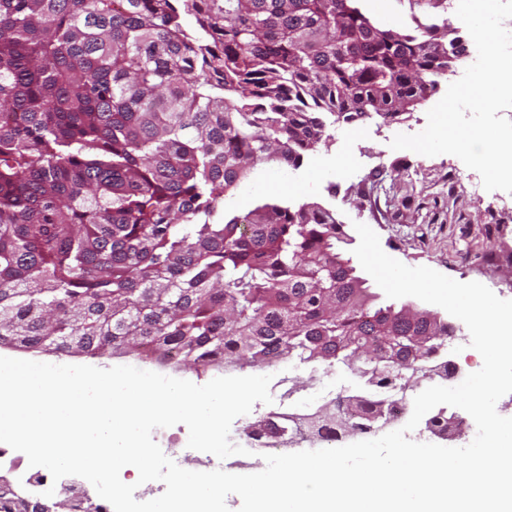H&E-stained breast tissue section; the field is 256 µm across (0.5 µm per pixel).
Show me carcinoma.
Returning <instances> with one entry per match:
<instances>
[{
  "label": "carcinoma",
  "mask_w": 512,
  "mask_h": 512,
  "mask_svg": "<svg viewBox=\"0 0 512 512\" xmlns=\"http://www.w3.org/2000/svg\"><path fill=\"white\" fill-rule=\"evenodd\" d=\"M113 2L0 0V346L204 371L288 361L360 383L251 429L285 446L319 424L376 431L395 392L447 380L454 327L380 301L330 210L211 218L257 165L300 166L327 121L425 99L466 50L451 23L383 29L360 0Z\"/></svg>",
  "instance_id": "1"
}]
</instances>
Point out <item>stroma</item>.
Instances as JSON below:
<instances>
[{
    "label": "stroma",
    "mask_w": 512,
    "mask_h": 512,
    "mask_svg": "<svg viewBox=\"0 0 512 512\" xmlns=\"http://www.w3.org/2000/svg\"><path fill=\"white\" fill-rule=\"evenodd\" d=\"M361 6L386 29L411 31L417 22L446 17L443 9L409 0H362ZM471 63L468 57L459 61L454 74L440 78L425 100L395 120L374 115L328 125L330 139L305 156L300 168L258 166L225 195L220 214L241 216L271 201L290 206L315 201L332 211L347 233H354L355 223L368 225L384 252L405 265L426 266L462 283L476 281L512 300V194L486 191L474 198L470 170L458 157L394 150L387 139L393 129L424 130L428 111ZM351 139L366 151L363 165L310 182L313 166L326 157L344 156ZM0 356L103 369L139 364L132 356H58L8 347H0ZM188 437L182 424L153 432L154 441L180 467L206 470L205 453L188 448Z\"/></svg>",
    "instance_id": "1"
}]
</instances>
